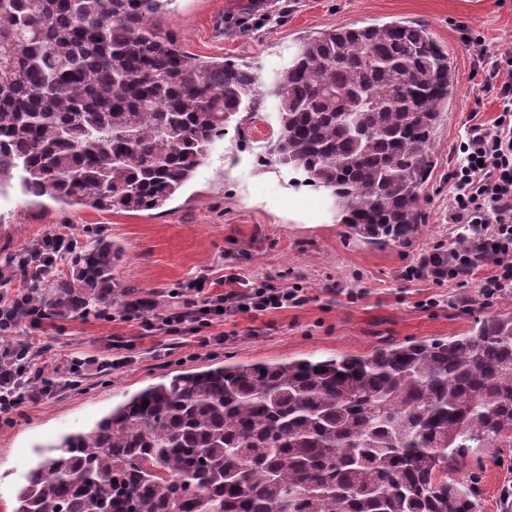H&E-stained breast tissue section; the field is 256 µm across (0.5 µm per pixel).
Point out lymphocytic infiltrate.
Wrapping results in <instances>:
<instances>
[{"label": "lymphocytic infiltrate", "mask_w": 512, "mask_h": 512, "mask_svg": "<svg viewBox=\"0 0 512 512\" xmlns=\"http://www.w3.org/2000/svg\"><path fill=\"white\" fill-rule=\"evenodd\" d=\"M476 75L485 90L494 92L498 113L491 123H473L454 148V162L448 170V221L462 231L456 249L448 256L433 252L421 257L410 276L427 274L439 285L467 284L483 264L495 272L480 285L484 302H492L512 288V45L480 52L474 61ZM70 231L58 228L21 251L0 268V335L9 343L0 347V423H12L26 403H37L60 388L80 389L83 366L95 363L115 370L133 364L131 342L116 340L112 354L99 361L73 353L67 371L48 374L42 353L28 339L15 338L21 323L41 328L45 310L32 299L46 279L75 248ZM233 276L219 293L197 297L198 282L170 290L165 305L144 298L127 304L120 318L138 321L145 334L176 339L198 335L224 316L239 313L253 317L297 307L307 296L300 288H233Z\"/></svg>", "instance_id": "obj_1"}]
</instances>
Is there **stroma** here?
<instances>
[{
    "label": "stroma",
    "instance_id": "1",
    "mask_svg": "<svg viewBox=\"0 0 512 512\" xmlns=\"http://www.w3.org/2000/svg\"><path fill=\"white\" fill-rule=\"evenodd\" d=\"M284 3L289 10L283 14ZM262 15L268 23L254 26L253 18ZM392 20L430 29L448 54L456 92L434 141L420 234L404 246H372L337 223L325 191L293 186L287 168L268 159L277 105L266 89L305 38L336 25ZM162 26L196 57L221 56L254 69L262 89L252 111L237 115L235 128L215 142L195 177L159 210L67 207L10 188L0 195V267L52 225L67 224L79 245L108 237L124 248L112 280L118 308L195 279L205 281L210 293L215 281L231 274L256 287L304 289L307 300L258 318H226L218 350L145 336L137 322L112 321L92 310L51 316L41 337L49 369L64 368L74 349L108 355L119 338L134 340L141 357L119 370H89L81 389L60 390L25 407L14 425L0 426V512H13L42 446L88 428L126 394L169 373L199 365L367 355L391 343L461 336L480 320L512 315V290L482 304L477 283L489 269H479L461 288L405 277L424 252L456 244L448 222L451 149L470 114L484 122L496 115L494 95L473 78L472 62L480 49L512 43V0H175ZM467 30L480 36V44H465ZM455 477L472 483L480 512H512V499L503 498L512 486V448L468 452Z\"/></svg>",
    "mask_w": 512,
    "mask_h": 512
}]
</instances>
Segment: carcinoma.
<instances>
[{"label":"carcinoma","instance_id":"1","mask_svg":"<svg viewBox=\"0 0 512 512\" xmlns=\"http://www.w3.org/2000/svg\"><path fill=\"white\" fill-rule=\"evenodd\" d=\"M172 3L0 0V190L16 177L68 206L142 212L193 178L258 81L192 57L161 27ZM454 90L428 27H331L271 88L268 154L363 242L400 244L424 224ZM122 256L107 239L75 251L35 302H112ZM472 448H512V316L367 356L181 370L50 447L14 512H478L448 480Z\"/></svg>","mask_w":512,"mask_h":512}]
</instances>
